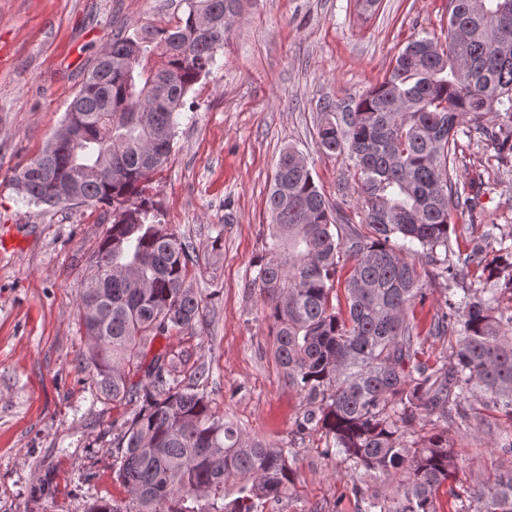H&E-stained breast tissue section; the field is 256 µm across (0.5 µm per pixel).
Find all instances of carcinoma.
Segmentation results:
<instances>
[{"mask_svg":"<svg viewBox=\"0 0 512 512\" xmlns=\"http://www.w3.org/2000/svg\"><path fill=\"white\" fill-rule=\"evenodd\" d=\"M176 23L143 26L112 38L70 102L75 135L43 150L16 176L35 205L71 187L70 205L112 213L85 278L79 316L97 395L135 406L112 438L115 480L124 501L88 512H259L294 482L288 449L247 441L224 421L186 349L153 350L159 338L195 330L204 299L187 281L198 261L192 242L157 221L146 190L168 161L177 113L210 74L242 0H183ZM502 112L483 131L503 158L512 156V0H448V28L410 41L388 74L347 112L321 108L323 151L353 161L356 209L363 227L338 223L307 163L292 147L275 165L266 205L271 245L255 263L274 338L275 357L305 401L296 430L315 425L350 476L403 473L389 497L361 495L360 512H437L440 486L457 469L448 437L419 448L406 440L422 414L441 421L483 396L512 417V336L490 301L464 290L444 301L432 331L456 336L452 366L419 359L420 331L408 318L424 296L417 261L435 276L457 277L449 259L453 215L473 211L482 180L457 178V133L484 114ZM485 261L466 258L512 291V245ZM352 264L338 277L341 255ZM344 292L345 307L333 304ZM137 376L139 380L131 381ZM465 512H512V472L485 484Z\"/></svg>","mask_w":512,"mask_h":512,"instance_id":"1","label":"carcinoma"}]
</instances>
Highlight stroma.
<instances>
[{"mask_svg": "<svg viewBox=\"0 0 512 512\" xmlns=\"http://www.w3.org/2000/svg\"><path fill=\"white\" fill-rule=\"evenodd\" d=\"M180 0H0V230L18 248L0 252V512H87L98 499L125 500L114 479L113 437L133 408L98 399L87 368L88 337L79 321L84 278L111 217L103 209L35 207L13 178L61 128L69 103L112 36L143 26L167 28ZM448 0H244L210 74L189 92L177 118L173 150L148 193L162 223L200 251L188 280L201 289L206 320L194 332L157 339L156 347L193 351L210 370L205 390L243 436L289 450L295 480L263 512H359L337 456L317 427L296 434L305 405L274 355L253 263L270 245L266 195L280 151L302 153L328 201L352 191L353 163L318 144L325 103L346 111L379 82L394 57L420 33L442 34ZM481 126L458 130V177L481 178L473 213L450 229L455 254L481 247L494 257L512 243V160L498 158ZM221 237L217 254L207 247ZM427 288L413 317L421 357L450 361L452 336L429 331L449 291L484 287L481 267L456 281L419 264ZM480 418L451 423L421 416L409 442L442 433L459 468L438 494L440 512H458L481 485L512 470L498 447L512 420L474 400Z\"/></svg>", "mask_w": 512, "mask_h": 512, "instance_id": "stroma-1", "label": "stroma"}]
</instances>
